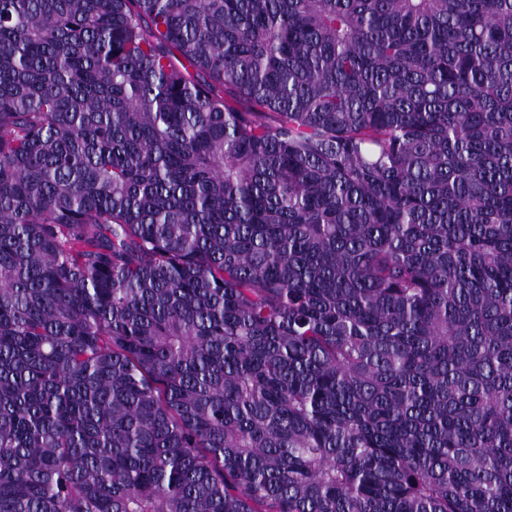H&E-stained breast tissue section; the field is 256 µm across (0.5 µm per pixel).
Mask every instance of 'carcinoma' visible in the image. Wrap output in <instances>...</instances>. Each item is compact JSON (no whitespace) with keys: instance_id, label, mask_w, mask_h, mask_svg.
Masks as SVG:
<instances>
[{"instance_id":"obj_1","label":"carcinoma","mask_w":512,"mask_h":512,"mask_svg":"<svg viewBox=\"0 0 512 512\" xmlns=\"http://www.w3.org/2000/svg\"><path fill=\"white\" fill-rule=\"evenodd\" d=\"M0 512H512V0H0Z\"/></svg>"}]
</instances>
